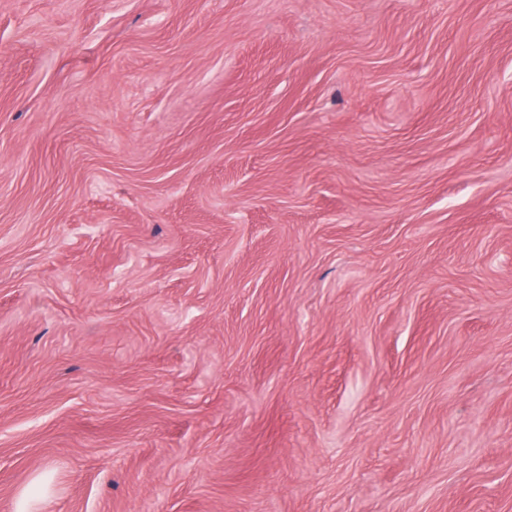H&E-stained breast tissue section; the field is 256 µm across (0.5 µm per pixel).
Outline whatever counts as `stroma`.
Returning <instances> with one entry per match:
<instances>
[{"label":"stroma","instance_id":"stroma-1","mask_svg":"<svg viewBox=\"0 0 512 512\" xmlns=\"http://www.w3.org/2000/svg\"><path fill=\"white\" fill-rule=\"evenodd\" d=\"M512 512V0H0V512Z\"/></svg>","mask_w":512,"mask_h":512}]
</instances>
